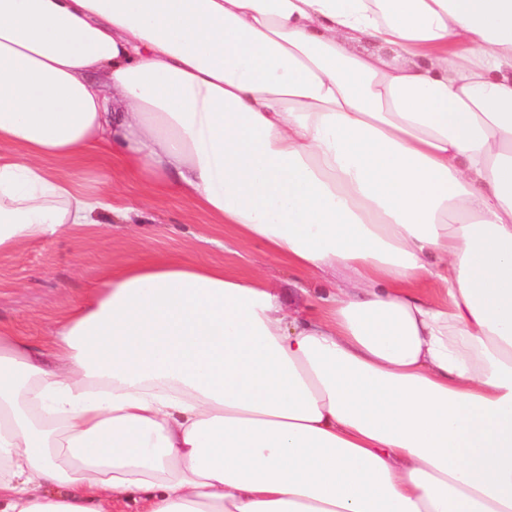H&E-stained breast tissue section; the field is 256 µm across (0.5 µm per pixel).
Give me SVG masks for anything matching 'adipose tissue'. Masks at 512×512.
<instances>
[{
    "mask_svg": "<svg viewBox=\"0 0 512 512\" xmlns=\"http://www.w3.org/2000/svg\"><path fill=\"white\" fill-rule=\"evenodd\" d=\"M103 155L323 287L0 328V512H512V0H0V253L128 218Z\"/></svg>",
    "mask_w": 512,
    "mask_h": 512,
    "instance_id": "ef3b65f1",
    "label": "adipose tissue"
}]
</instances>
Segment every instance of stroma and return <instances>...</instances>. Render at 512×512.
Instances as JSON below:
<instances>
[{
    "instance_id": "1",
    "label": "stroma",
    "mask_w": 512,
    "mask_h": 512,
    "mask_svg": "<svg viewBox=\"0 0 512 512\" xmlns=\"http://www.w3.org/2000/svg\"><path fill=\"white\" fill-rule=\"evenodd\" d=\"M58 172L90 189L113 195L135 210L123 221L103 211L98 225L48 242H30L0 254V327L48 349V330L95 288L105 265H118L145 250L178 251L229 272L264 275L287 287L296 274L256 245L235 246L228 230L175 193L154 191L120 162L62 163Z\"/></svg>"
}]
</instances>
